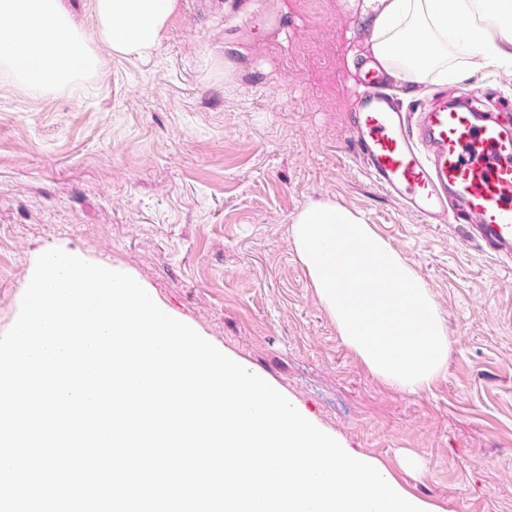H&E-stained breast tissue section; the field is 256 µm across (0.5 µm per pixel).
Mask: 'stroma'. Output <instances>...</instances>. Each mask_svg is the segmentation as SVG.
I'll return each mask as SVG.
<instances>
[{
    "label": "stroma",
    "instance_id": "1",
    "mask_svg": "<svg viewBox=\"0 0 512 512\" xmlns=\"http://www.w3.org/2000/svg\"><path fill=\"white\" fill-rule=\"evenodd\" d=\"M61 6L101 64L38 96L0 73V334L34 260L78 251L124 269L434 512H512V264L463 243V225L400 208L357 159L366 0H177L143 58L100 48L92 0ZM448 64L463 84L393 76L386 90L412 113L463 87L512 113V66ZM313 202L369 224L429 288L448 334L429 387L385 384L342 339L291 240Z\"/></svg>",
    "mask_w": 512,
    "mask_h": 512
}]
</instances>
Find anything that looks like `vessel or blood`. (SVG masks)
<instances>
[{
  "instance_id": "obj_1",
  "label": "vessel or blood",
  "mask_w": 512,
  "mask_h": 512,
  "mask_svg": "<svg viewBox=\"0 0 512 512\" xmlns=\"http://www.w3.org/2000/svg\"><path fill=\"white\" fill-rule=\"evenodd\" d=\"M384 81L376 68L358 77L349 131L364 169L423 222H446L452 211L470 218V239L511 262L512 123L442 100L413 126Z\"/></svg>"
}]
</instances>
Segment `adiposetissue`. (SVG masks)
I'll return each mask as SVG.
<instances>
[{"instance_id": "adipose-tissue-1", "label": "adipose tissue", "mask_w": 512, "mask_h": 512, "mask_svg": "<svg viewBox=\"0 0 512 512\" xmlns=\"http://www.w3.org/2000/svg\"><path fill=\"white\" fill-rule=\"evenodd\" d=\"M373 55L418 86L456 79L445 59L458 48L483 67L512 64V0H369ZM176 0H93L97 39L140 56L157 42ZM99 60L72 30L60 0H0V69L33 94L95 71Z\"/></svg>"}]
</instances>
